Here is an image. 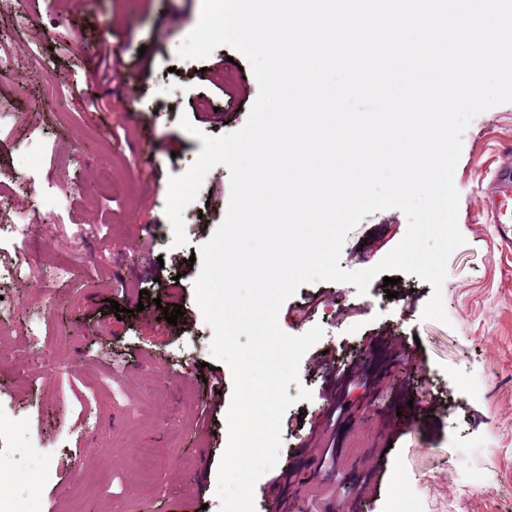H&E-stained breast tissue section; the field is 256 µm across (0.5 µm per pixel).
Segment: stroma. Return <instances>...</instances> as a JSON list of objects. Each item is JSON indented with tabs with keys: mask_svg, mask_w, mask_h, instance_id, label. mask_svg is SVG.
Here are the masks:
<instances>
[{
	"mask_svg": "<svg viewBox=\"0 0 512 512\" xmlns=\"http://www.w3.org/2000/svg\"><path fill=\"white\" fill-rule=\"evenodd\" d=\"M202 0H0V218L33 227L0 249L25 267L0 283V512H220L217 471L228 443L234 382L209 368L213 331L196 303L188 260L225 217V166L206 175L172 247L170 176L185 172L202 136L241 128L259 85L241 54L178 50ZM123 61L105 71L100 51ZM22 61L37 82H16ZM512 103L475 116L454 173L465 243L447 262V323L422 319L433 292L411 273L299 287L278 324L323 338L302 357L275 474L256 484L255 512H512V239L487 215L489 182L512 165ZM112 173V191L99 177ZM406 215L366 216L339 266L377 264L403 239ZM128 285L113 291V273ZM182 288H168L172 277ZM396 279L387 298L384 277ZM117 306H110V299ZM182 306L169 324L164 308ZM123 316H115V307ZM349 371L348 389L327 375ZM223 375L222 394L211 382ZM311 400H298L299 389ZM340 416H333L336 404ZM336 455L323 468V448ZM370 467L377 488L346 500Z\"/></svg>",
	"mask_w": 512,
	"mask_h": 512,
	"instance_id": "1",
	"label": "stroma"
}]
</instances>
